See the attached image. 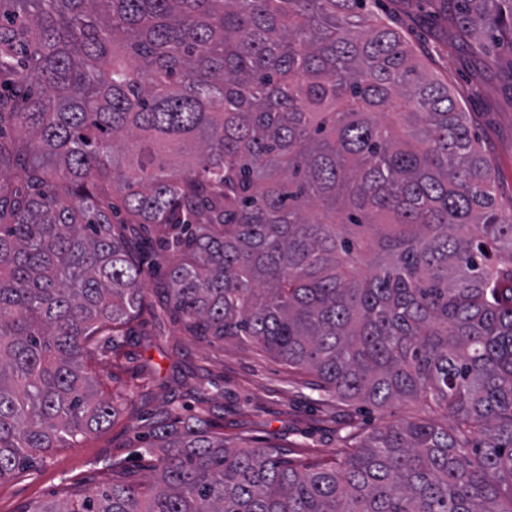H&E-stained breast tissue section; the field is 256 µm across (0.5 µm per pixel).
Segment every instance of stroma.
<instances>
[{
    "label": "stroma",
    "instance_id": "stroma-1",
    "mask_svg": "<svg viewBox=\"0 0 512 512\" xmlns=\"http://www.w3.org/2000/svg\"><path fill=\"white\" fill-rule=\"evenodd\" d=\"M375 11L403 27L426 54L429 69L447 80L497 162L500 196L512 198V80L487 68L512 51L495 38L449 50L425 0H379ZM90 369L103 391L129 394L128 403L104 431L76 447L53 449L37 469L0 481V512L93 491L111 482L118 463L135 479H148L155 458L142 448L152 418L165 412H211L215 432L227 442L272 445L288 460L309 463L339 458L350 431L425 413L419 401L379 410L337 400L318 389L315 376L260 347L204 339L169 312L143 315L130 335L103 342Z\"/></svg>",
    "mask_w": 512,
    "mask_h": 512
}]
</instances>
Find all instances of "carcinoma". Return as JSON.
Returning <instances> with one entry per match:
<instances>
[{"label":"carcinoma","mask_w":512,"mask_h":512,"mask_svg":"<svg viewBox=\"0 0 512 512\" xmlns=\"http://www.w3.org/2000/svg\"><path fill=\"white\" fill-rule=\"evenodd\" d=\"M439 8L450 48L512 37V0ZM139 224L195 335L454 426L294 464L161 417L152 479L24 512H512V201L372 0H0V481L113 419L88 358L146 308Z\"/></svg>","instance_id":"carcinoma-1"}]
</instances>
